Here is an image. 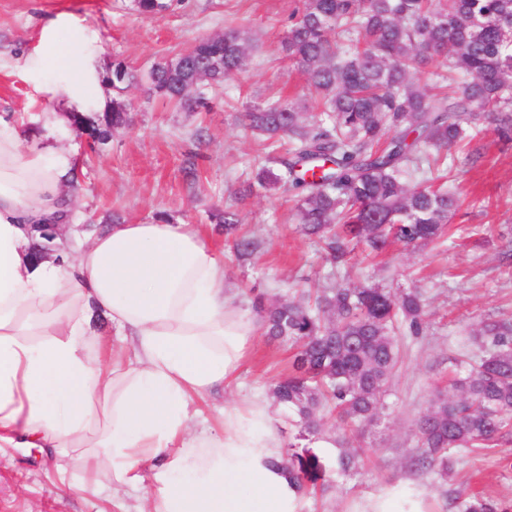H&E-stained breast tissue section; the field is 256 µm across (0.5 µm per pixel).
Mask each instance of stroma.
Instances as JSON below:
<instances>
[{"label": "stroma", "mask_w": 512, "mask_h": 512, "mask_svg": "<svg viewBox=\"0 0 512 512\" xmlns=\"http://www.w3.org/2000/svg\"><path fill=\"white\" fill-rule=\"evenodd\" d=\"M296 5L297 0H178L146 17L135 0H0V113H13L28 128L50 111L19 60L57 13H71L97 33L104 70L121 60L143 76L154 61L175 58L201 38L228 27L245 31L252 39L246 66L223 87L206 89L207 108L180 110L148 95L142 85L125 92L133 122L81 166L69 189L74 212L83 223L99 226L108 219L147 224L163 217L199 227L224 259L230 295L247 311L257 290L270 299L317 291L329 286L330 267L297 224L293 195L252 187V173L265 154L237 121L243 106L282 94L310 101L303 76L280 49ZM477 125L482 133L472 146L479 158L451 172L461 196L448 235L413 250L391 247L376 257L356 251L354 282L424 289L429 327L425 336L406 339L380 424L352 437L353 447L368 449L366 464L331 472L329 491L304 496L303 512H371L386 498L400 512H442L447 488L512 502L511 441L461 456L444 486L412 464L415 422L432 393L447 390L467 332L484 318L512 317V266L500 256L512 238V140L499 138L486 119ZM225 207L262 243L247 262L229 252L223 225L209 218ZM293 353L291 344L257 331L235 385L215 398L211 420H218L225 399L269 396L272 385L290 373ZM70 478L38 450L0 447V512H109L112 502L135 501L133 492L113 488L111 474H99L87 491H60Z\"/></svg>", "instance_id": "1"}]
</instances>
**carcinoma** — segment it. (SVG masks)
<instances>
[{
    "label": "carcinoma",
    "mask_w": 512,
    "mask_h": 512,
    "mask_svg": "<svg viewBox=\"0 0 512 512\" xmlns=\"http://www.w3.org/2000/svg\"><path fill=\"white\" fill-rule=\"evenodd\" d=\"M146 16L170 0H135ZM288 61L314 91L315 111L291 98L247 106L241 124L269 149L254 175L264 189L293 192L301 231L318 239L334 285L316 294L255 299L266 335L296 345L292 373L271 390L299 427L281 465L299 491L324 492L330 464L312 447L323 417L337 413L355 431L371 425L384 405L399 363L398 337L422 336L428 327L424 294L348 284L355 247L379 253L445 236L459 198L433 169L453 149L479 134L487 112L497 132L512 135V0H301L288 15L282 42ZM248 39L236 28L203 38L176 58L153 64L148 90L193 111L200 88L240 72ZM436 59L444 72L431 82L413 73ZM124 62L112 63L116 96L103 115L86 119L98 152L112 131L129 125L122 93L138 83ZM283 136L291 147L274 155ZM225 246L240 261L259 249L239 233L237 213L218 211ZM478 350L463 352L467 367L448 382L417 419L414 463L448 480L450 455L493 448L512 432V318L488 319L475 332ZM364 449L340 453L336 468L360 467ZM456 512H512L481 496L455 498Z\"/></svg>",
    "instance_id": "carcinoma-1"
}]
</instances>
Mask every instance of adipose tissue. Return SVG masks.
Listing matches in <instances>:
<instances>
[{
    "mask_svg": "<svg viewBox=\"0 0 512 512\" xmlns=\"http://www.w3.org/2000/svg\"><path fill=\"white\" fill-rule=\"evenodd\" d=\"M99 40L61 12L21 68L54 104L37 145L0 113V447L38 448L109 472L134 512H301L287 472L280 408L226 403L195 428L199 404L230 387L255 319L230 297L224 260L190 224L99 231L72 223L62 259L36 256L32 227L69 206L78 169L61 141L71 116L105 108ZM102 314L123 349L90 330Z\"/></svg>",
    "mask_w": 512,
    "mask_h": 512,
    "instance_id": "adipose-tissue-1",
    "label": "adipose tissue"
}]
</instances>
